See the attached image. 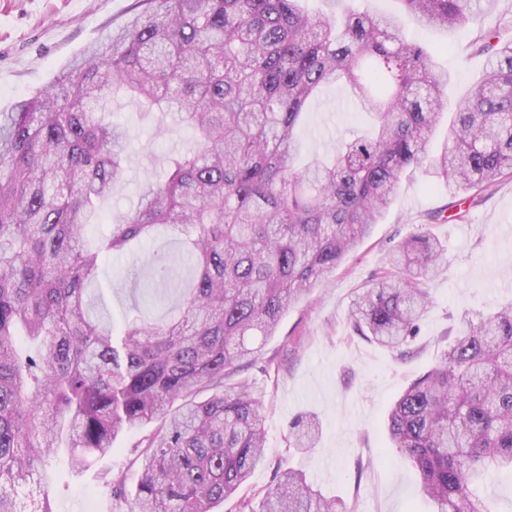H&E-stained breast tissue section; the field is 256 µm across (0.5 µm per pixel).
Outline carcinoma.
<instances>
[{
    "instance_id": "1",
    "label": "carcinoma",
    "mask_w": 512,
    "mask_h": 512,
    "mask_svg": "<svg viewBox=\"0 0 512 512\" xmlns=\"http://www.w3.org/2000/svg\"><path fill=\"white\" fill-rule=\"evenodd\" d=\"M312 13L301 0H138L139 11L62 67L53 83L0 113V512H53L52 456L79 467L112 454L127 428L155 426L126 512H214L265 457L251 388L224 379L261 355L288 307L336 270L380 223L404 173L419 169L470 204L512 178V20L500 0H397L427 28L477 27L482 79L451 113L446 70L404 36L395 15L349 0ZM340 85L370 119L329 156L296 131L319 89ZM174 113L193 131L165 175L93 246L126 172L129 130L112 99ZM159 228L192 262L185 287L162 263L147 286H175L178 313L137 315L116 335L88 288L105 258ZM447 267L420 226L348 310L353 334L398 350L415 335ZM441 361L387 415L392 450L418 472L434 512H489L479 487L512 473V305L461 318ZM313 447L309 424L293 433ZM347 512L284 472L259 508Z\"/></svg>"
}]
</instances>
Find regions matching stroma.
<instances>
[{"mask_svg": "<svg viewBox=\"0 0 512 512\" xmlns=\"http://www.w3.org/2000/svg\"><path fill=\"white\" fill-rule=\"evenodd\" d=\"M135 3L0 0V112L11 111L49 83L69 60L124 22ZM399 20L409 39L425 45L435 64L453 73L450 96L464 98L484 71L483 57L469 51L476 28L447 35L420 28L405 14ZM112 110L131 131L129 169L122 187L103 204L98 223L91 225L92 238L108 232L137 187L161 176L168 157L191 138L190 130L160 123L157 115L144 114L125 97H117ZM354 121L346 92L331 86L311 102L297 133L308 151L327 153ZM450 200L446 182L430 180L419 171L407 174L370 236L307 297L288 308L257 363L236 373V380L252 384L264 405L266 460L237 499L225 501L219 512H234L241 498L259 502L289 469L305 474L313 488L341 500L351 512H433L420 492L415 469L388 451V411L415 379L438 363L459 334L462 314L475 316L512 304V180L472 207L464 222L428 224L429 213ZM424 223L447 245L448 269L431 281V305L420 334L402 357L354 335L347 314L355 294L387 268L398 242ZM178 251L176 240L161 230L152 241L133 245L131 255L105 259L90 292L104 298L114 329H121L126 316L135 312L158 321L177 309L173 293L158 303H143L141 286L157 257ZM306 416L317 423L318 435L312 450L301 451L291 443V424ZM145 434L142 428L122 432L112 455L84 472L58 461L54 512H81L88 497L96 512H109V489L102 475L121 470L128 485H135L139 466L132 447Z\"/></svg>", "mask_w": 512, "mask_h": 512, "instance_id": "35a3bbf8", "label": "stroma"}]
</instances>
